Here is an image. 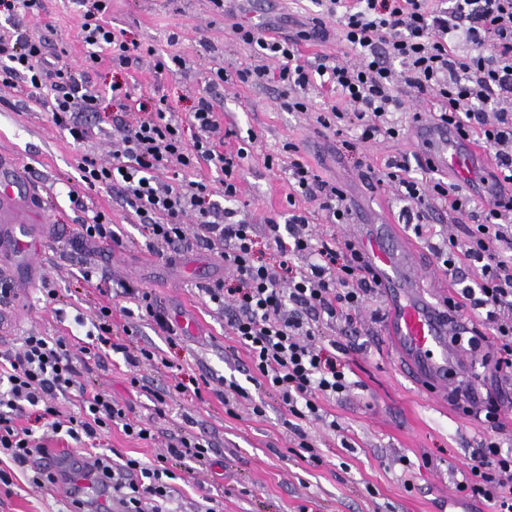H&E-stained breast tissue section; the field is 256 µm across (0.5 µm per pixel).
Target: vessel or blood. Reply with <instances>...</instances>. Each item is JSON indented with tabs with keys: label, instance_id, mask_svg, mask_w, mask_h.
<instances>
[{
	"label": "vessel or blood",
	"instance_id": "vessel-or-blood-1",
	"mask_svg": "<svg viewBox=\"0 0 512 512\" xmlns=\"http://www.w3.org/2000/svg\"><path fill=\"white\" fill-rule=\"evenodd\" d=\"M416 140L427 160L445 174L470 175L475 167L488 162L483 148L462 139L456 128L448 124H420ZM19 199L32 209L39 193L29 185L20 168L1 165L0 218L7 228L0 235V248L15 253L34 249L27 227L17 215L15 202ZM356 236L365 261L372 265L380 287L386 292L390 303L386 331L396 341L407 370L425 377L429 392L441 391L464 366L455 339L468 333V324L450 315L445 302L435 303L422 296L423 274L393 224H360Z\"/></svg>",
	"mask_w": 512,
	"mask_h": 512
}]
</instances>
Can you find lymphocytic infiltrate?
<instances>
[{"mask_svg": "<svg viewBox=\"0 0 512 512\" xmlns=\"http://www.w3.org/2000/svg\"><path fill=\"white\" fill-rule=\"evenodd\" d=\"M324 15L335 18L340 39L355 49L353 63L314 66L298 59L300 41L326 40L323 26L295 34L263 35L234 24L239 40L262 56L278 58L276 78L284 87L288 110L308 109L302 92L311 86L331 88L336 102L320 114L318 123L336 133L354 132L356 143L378 138L396 139L404 129L394 118L405 108L398 84L416 88L426 97L435 120L457 127L464 135L480 138L493 152L496 178L512 184V0H318ZM105 0H95L80 36L91 51L88 65L97 64L101 50H109L116 65L129 64L138 54L137 43L112 28L104 14ZM24 82L31 92L52 87V121L66 130L73 143H84L90 133L87 115L96 111L99 97L80 92L72 70L52 63L42 42L28 38H0V82ZM112 100L121 115L115 124L124 131L123 149L110 165L81 156L77 165L80 183L88 190L120 193L140 219L155 254L169 257L194 244L223 246L224 266L232 270L231 282L216 281L204 292L210 302L228 313L227 326L249 358L248 385L229 380L236 398L250 402L254 414L264 403L254 400L252 388L274 395L290 417L322 421L324 401L351 390L354 382L347 360L336 357L325 345V328L344 323L357 330L358 314L376 294L352 240L337 234L323 235L302 212L291 214L288 232L267 224L264 232L237 218L235 211L218 213L211 198L214 187L188 179L204 162L224 174V196L236 199L235 181L244 149L219 152L213 138L219 130L212 106L200 101L192 114L197 131L186 141L182 122L175 119L167 98L139 107L134 122L122 114L131 93L126 85L111 87ZM288 204L297 198H318L324 223H349L352 209L346 193L323 181L306 164L295 144H288ZM171 169L174 181L161 186L156 171ZM407 200V220L424 223L436 207L457 213L479 207L481 220L469 227L468 245L458 251L455 242L437 247L443 267L457 271L458 259L476 264L472 287L462 289L457 313L473 309L492 324L494 339L486 360L496 372L512 379V196L501 195L476 205L471 195L455 183L408 176L401 162L391 160L377 179ZM194 217L186 227L185 217ZM280 256L270 265L256 259L259 237ZM305 255L303 266L290 265L293 256ZM101 347L122 353L127 364H153L150 349L112 341V309L101 307L94 324ZM78 359L65 341L31 335L17 349L0 352V456L20 467L46 456L33 430L41 424L52 433H65L83 442L87 464L104 487L116 494L122 512H170L174 463L210 464L212 443L183 431L171 437L152 465L123 457L112 460L101 444L102 434L120 428L128 437L155 440L152 427L131 418L106 391L79 380ZM74 396L78 412L61 410L49 396ZM459 490L484 499L493 512H512V450H502L487 439L461 471Z\"/></svg>", "mask_w": 512, "mask_h": 512, "instance_id": "f902f5d3", "label": "lymphocytic infiltrate"}]
</instances>
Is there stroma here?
Masks as SVG:
<instances>
[{"mask_svg":"<svg viewBox=\"0 0 512 512\" xmlns=\"http://www.w3.org/2000/svg\"><path fill=\"white\" fill-rule=\"evenodd\" d=\"M92 3L43 0L44 9L36 17L20 11L0 14V35L39 38L61 63L82 70L89 89L100 96V116L91 122L93 135L78 145L53 123L48 104L20 87L0 84V157L20 167L29 183L40 189L38 225L44 231V242L33 256L34 281L13 279V258L0 252V285L11 290L0 296V311L16 317L12 326L0 330V350L19 347L32 334L64 339L75 351L87 348L80 364L84 378L110 392L158 432L156 440L143 442L115 430L104 445L143 463H153L184 418H191L192 431L211 440L214 453L206 470L181 471L174 481L177 512H196L208 495L218 500L221 512H488L483 499L456 490L450 473L482 447L488 435L484 410L489 401L504 407L497 438L503 448H512V381L483 367L480 354L469 353L452 389L427 399L407 376L383 319L371 316L373 310H385L384 297L369 300L361 311L358 333H349L341 323L327 331L345 349L356 385L324 402L326 420L304 424L322 459L321 465L310 466L292 454L297 438L287 412L276 401H269L260 417L245 403L231 415L224 409L223 382L231 377L245 380L248 359L231 339L223 310L202 291L208 283L232 276L218 249L200 245L174 260L161 258L117 192L76 187L81 155L88 153L108 164L122 147L112 122L113 82L129 83L134 99L140 101L167 98L179 118L205 99L219 113L222 130L231 133L227 145L247 150L234 206L257 231H264L270 220L288 223V155L283 146L291 142L322 180L340 186L352 199L351 224L391 218L419 263L435 270V288L452 292L470 285L474 268L462 263L454 275L439 268L434 246L446 235L466 245L472 216L439 210L423 229H415L402 221L406 202L367 173L393 159L405 162L412 176L425 177L412 137L381 138L349 152L342 137L316 121L334 103L335 94L308 88L311 110L288 111L283 88L274 78L278 60L259 57L232 29L236 22H275L292 34L322 17L319 5L315 0H226L219 8L214 0H111L112 27L124 30L128 40L145 52L122 68L105 60L86 70L82 63L89 48L79 32ZM159 56H175L180 63L159 74L153 68ZM257 66L268 70L269 79L257 84L211 81L213 71L220 68L232 74ZM269 155L278 158L277 166L266 167ZM97 211L115 225L119 243L106 248L77 239L79 224ZM101 278L108 281L110 294L99 293ZM125 284L151 292L167 309L177 345H170L166 335L142 317L135 302L122 296ZM48 288L56 289L57 302L45 300ZM103 305L111 306L114 324L133 329L134 344L172 360L183 379H207L210 386L202 399L168 394L166 414L158 416L150 393L130 385L131 371L121 354L91 353L95 312ZM332 419L340 423V430L329 428ZM409 464L419 473L407 487L400 475ZM5 469L12 482L0 483V512H67L65 483L40 488L31 482L29 472L10 463Z\"/></svg>","mask_w":512,"mask_h":512,"instance_id":"35a3bbf8","label":"stroma"}]
</instances>
